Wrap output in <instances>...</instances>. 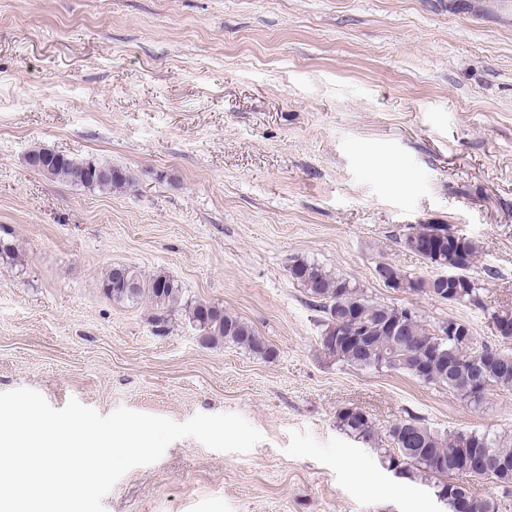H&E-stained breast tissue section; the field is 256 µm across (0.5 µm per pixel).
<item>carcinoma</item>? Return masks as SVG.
<instances>
[{"mask_svg":"<svg viewBox=\"0 0 512 512\" xmlns=\"http://www.w3.org/2000/svg\"><path fill=\"white\" fill-rule=\"evenodd\" d=\"M37 152L49 165L56 181L80 184L102 191L117 192L130 185L122 168L95 159L76 161L66 154L39 148ZM407 248L426 262L441 268L452 267L460 278L452 284L425 288V281L413 279L393 266H386L390 277L409 291H426L431 296L451 303L481 304V287L468 275L479 246L446 224H419L406 235ZM0 260L16 266L20 256L14 245L0 237ZM290 277L305 290L309 305L321 314L320 344L336 361L358 369L403 371L419 381L449 391L475 406L484 403L494 388L512 390V352L490 346L481 351L497 356L492 368L479 380L474 367L453 353L454 340L437 336L416 315L401 316L399 309L370 301L361 296L350 281L333 276L323 267L297 260L290 267ZM104 295L117 304L136 303L147 298L158 310L156 323L162 325L173 313L182 311L202 332V340L231 342L266 358L275 349L265 344L254 329L217 306L184 301L178 280L158 272L142 275L130 265H115L101 280ZM351 315L356 342L330 345L325 339L328 326L337 318ZM337 425L345 434L364 441L375 439L376 429L361 409L343 408L337 414ZM390 447L380 449L387 469L398 478L419 480L432 492L443 497L450 512L460 490L467 495L466 512H498V504L474 496L460 479H493L504 488L512 486V466L503 471L498 464L512 460V438H491L486 434L466 431H438L410 415L386 428Z\"/></svg>","mask_w":512,"mask_h":512,"instance_id":"obj_1","label":"carcinoma"}]
</instances>
